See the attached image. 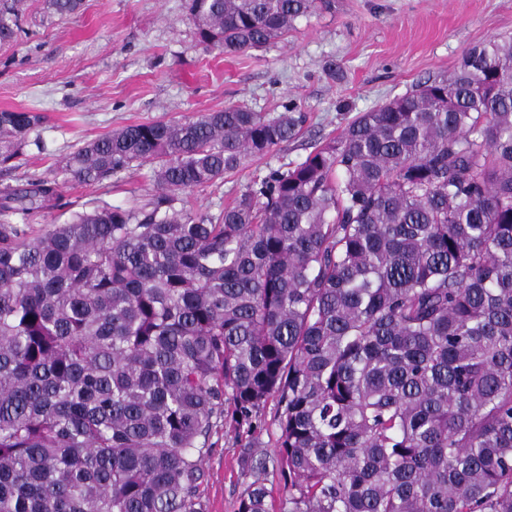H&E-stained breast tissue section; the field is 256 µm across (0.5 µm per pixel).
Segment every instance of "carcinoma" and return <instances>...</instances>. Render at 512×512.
I'll list each match as a JSON object with an SVG mask.
<instances>
[{"instance_id":"carcinoma-1","label":"carcinoma","mask_w":512,"mask_h":512,"mask_svg":"<svg viewBox=\"0 0 512 512\" xmlns=\"http://www.w3.org/2000/svg\"><path fill=\"white\" fill-rule=\"evenodd\" d=\"M59 17L82 0H45ZM318 0H188L204 48L260 49ZM25 0H0V44ZM304 115L229 104L77 146L64 181L151 165L29 237L62 183L0 192V512H206L213 429L273 399L278 452L248 445L237 512H512V37L360 113L232 204L206 188ZM43 123L0 111V167ZM149 175V164H133L131 168L112 175L110 180L99 185L87 186L69 182L62 187L64 201L73 204L71 210L90 208L100 201L126 208L134 207L151 191Z\"/></svg>"}]
</instances>
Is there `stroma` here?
I'll return each instance as SVG.
<instances>
[{
    "label": "stroma",
    "instance_id": "obj_1",
    "mask_svg": "<svg viewBox=\"0 0 512 512\" xmlns=\"http://www.w3.org/2000/svg\"><path fill=\"white\" fill-rule=\"evenodd\" d=\"M22 26L17 43L0 46V110L42 113L45 147L29 146L20 167L0 169V189L59 176L75 147L129 124L193 119L228 104L271 117L288 105L305 113L288 143L222 182L185 191L201 215L233 202L253 177L301 162L359 113L449 74L473 45L512 36V0H329L284 38L244 54L204 49L186 0H84L67 18L27 0ZM149 175V165H135L62 191L77 210L102 201L130 208L147 195ZM277 417L271 400L254 433L213 431L203 463L208 512H235L244 447L252 441L275 456Z\"/></svg>",
    "mask_w": 512,
    "mask_h": 512
}]
</instances>
